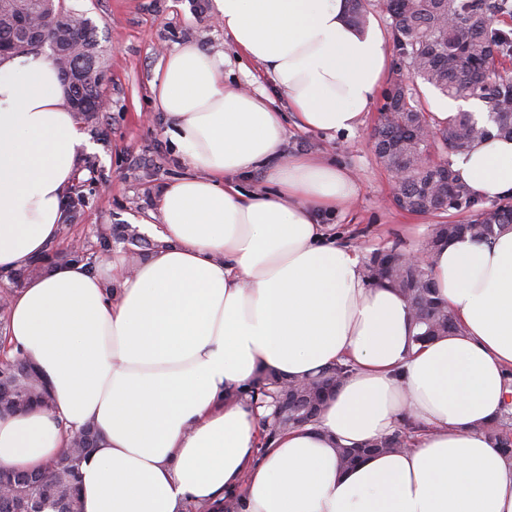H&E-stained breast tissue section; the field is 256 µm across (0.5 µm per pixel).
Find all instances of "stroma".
I'll return each instance as SVG.
<instances>
[{
  "mask_svg": "<svg viewBox=\"0 0 512 512\" xmlns=\"http://www.w3.org/2000/svg\"><path fill=\"white\" fill-rule=\"evenodd\" d=\"M66 10L89 18L106 60L103 112L78 115L94 143L80 152V175L65 195L66 218L55 252L78 249L83 261L102 256L134 264L153 252L156 240L143 222L160 223L159 195L190 169L168 133L169 120L149 92L162 57L194 43L224 55V81L240 90L266 91L276 107L288 109L269 76L225 34L213 0H64ZM383 103L375 98L352 133H325L286 120L285 149L336 162L355 180L357 192L343 212L323 217L331 235L371 254L391 246L421 247L435 219L389 205L391 176L379 162L372 132Z\"/></svg>",
  "mask_w": 512,
  "mask_h": 512,
  "instance_id": "obj_1",
  "label": "stroma"
}]
</instances>
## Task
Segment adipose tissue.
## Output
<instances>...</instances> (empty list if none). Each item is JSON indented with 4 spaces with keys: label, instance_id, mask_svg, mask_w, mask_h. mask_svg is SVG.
<instances>
[{
    "label": "adipose tissue",
    "instance_id": "ef3b65f1",
    "mask_svg": "<svg viewBox=\"0 0 512 512\" xmlns=\"http://www.w3.org/2000/svg\"><path fill=\"white\" fill-rule=\"evenodd\" d=\"M300 127L360 126L388 67L382 33L350 23L348 0H214ZM192 168L162 193L157 241L134 268L73 263L25 282L6 332L47 381L55 412L0 415V465L38 470L91 424L82 512H512V462L485 437L512 368V228L432 255L460 333L424 346L406 303L367 285L361 250L328 238L321 214L355 181L329 161L284 150V115L266 93L226 87L224 56L187 43L151 84ZM87 137L44 55L0 62V273L44 257ZM263 171L271 194L233 175ZM483 199L512 196V140L456 166ZM353 371L317 425L266 440L268 408L227 393L272 369L303 378ZM412 417V450L345 469L335 440L362 443Z\"/></svg>",
    "mask_w": 512,
    "mask_h": 512
}]
</instances>
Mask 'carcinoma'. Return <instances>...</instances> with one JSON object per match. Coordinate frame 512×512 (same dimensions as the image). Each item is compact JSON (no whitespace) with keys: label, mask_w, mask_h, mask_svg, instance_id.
<instances>
[{"label":"carcinoma","mask_w":512,"mask_h":512,"mask_svg":"<svg viewBox=\"0 0 512 512\" xmlns=\"http://www.w3.org/2000/svg\"><path fill=\"white\" fill-rule=\"evenodd\" d=\"M384 6L391 19V37L399 52V63L396 77L384 92L382 111L390 113L391 119L374 128V139L384 165L401 161L408 171L393 188L394 197L405 200L408 209L421 215L469 214L464 221L452 219L433 225L423 248L427 254L464 235L488 240L512 226V203L500 201L484 208L451 161L445 162V182L440 164L422 165L419 157L430 153L434 139L448 152L466 155L494 132L512 138V112L503 108V103L512 99V75L503 68L505 62H512V25H498L501 17L512 19V0H385ZM25 9L26 14L45 21L48 36L56 41L63 28L70 25V13L50 15L43 0H26ZM75 22L81 32L80 46L60 58L58 70L78 60L86 61L84 85L99 96L106 64L98 52L95 27L87 18L77 17ZM0 43L10 44L12 54L35 49L16 22L13 0H0ZM419 80L448 98L485 103L494 112L493 127L478 124L467 112L445 125L432 122L430 114L415 100V82ZM364 273L370 284L386 283L404 298L418 329L411 337L413 342L462 331L448 305L437 295L431 266L412 265L391 248L372 253L365 262ZM0 375L23 392L20 402L0 405V413L33 407L52 410V394L28 357L15 356L11 364L0 369ZM285 383L272 370L264 369L256 378L258 390L264 395L278 392ZM286 384L291 402L281 415L280 427L293 428L314 421L323 401L321 381L291 380ZM507 419L504 414L483 425L482 430L492 444L502 448L506 459L512 460V432ZM413 432V423L406 419L403 427L389 436L361 446L338 443L336 447L340 448L343 464L350 467L366 454L409 449ZM87 452V448H68L44 470L24 474L21 481L7 485L0 494V512H11L9 506L19 498L32 505L31 512H81L79 463Z\"/></svg>","instance_id":"carcinoma-1"}]
</instances>
